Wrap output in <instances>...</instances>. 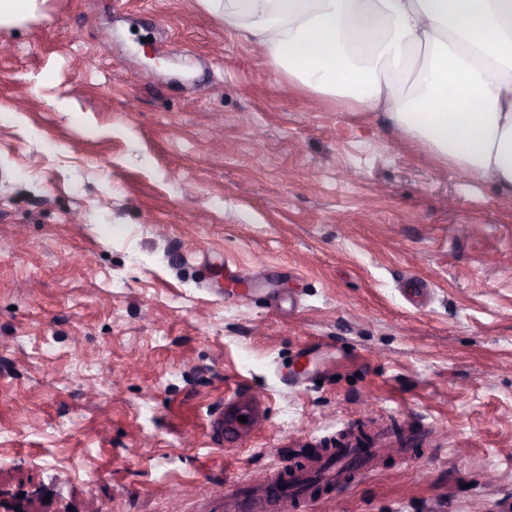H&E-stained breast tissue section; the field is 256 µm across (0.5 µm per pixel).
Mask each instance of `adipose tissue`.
Masks as SVG:
<instances>
[{"mask_svg": "<svg viewBox=\"0 0 512 512\" xmlns=\"http://www.w3.org/2000/svg\"><path fill=\"white\" fill-rule=\"evenodd\" d=\"M289 78L512 198V0H205Z\"/></svg>", "mask_w": 512, "mask_h": 512, "instance_id": "obj_1", "label": "adipose tissue"}]
</instances>
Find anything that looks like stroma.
Here are the masks:
<instances>
[{
	"label": "stroma",
	"instance_id": "stroma-1",
	"mask_svg": "<svg viewBox=\"0 0 512 512\" xmlns=\"http://www.w3.org/2000/svg\"><path fill=\"white\" fill-rule=\"evenodd\" d=\"M239 383L267 421L213 448ZM405 413L410 461L311 512H512L511 198L203 0L0 30V500L203 512L287 449L402 441Z\"/></svg>",
	"mask_w": 512,
	"mask_h": 512
}]
</instances>
